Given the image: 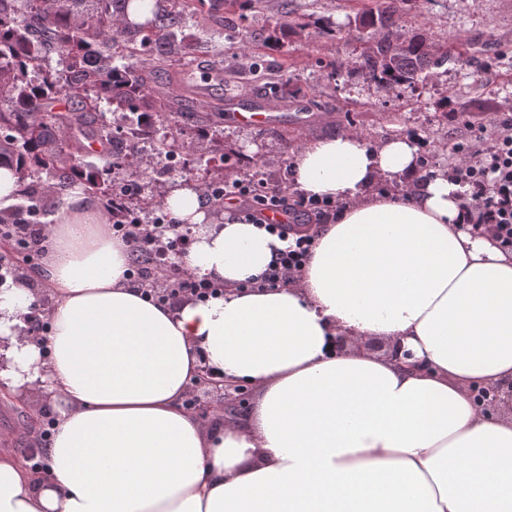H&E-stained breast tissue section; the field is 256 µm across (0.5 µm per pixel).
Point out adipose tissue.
<instances>
[{
	"label": "adipose tissue",
	"instance_id": "adipose-tissue-1",
	"mask_svg": "<svg viewBox=\"0 0 512 512\" xmlns=\"http://www.w3.org/2000/svg\"><path fill=\"white\" fill-rule=\"evenodd\" d=\"M318 225L285 288L245 291L282 243L199 186L162 196L193 243L180 264L224 285L159 304L130 285L129 248L73 189L54 215L40 283H0V381L40 387L55 433L31 469L0 454V512H512V251L465 229L463 189L420 175L414 138L348 131L294 154ZM47 335L32 331L37 313ZM398 341L425 361L337 349ZM251 387L250 409L209 423L183 406L191 379Z\"/></svg>",
	"mask_w": 512,
	"mask_h": 512
}]
</instances>
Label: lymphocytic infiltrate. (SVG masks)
I'll list each match as a JSON object with an SVG mask.
<instances>
[{
    "mask_svg": "<svg viewBox=\"0 0 512 512\" xmlns=\"http://www.w3.org/2000/svg\"><path fill=\"white\" fill-rule=\"evenodd\" d=\"M455 156L451 177L466 189L464 206L468 223L485 226L502 245L512 248V116L499 120L493 138H486L484 130L475 131L472 141L460 145ZM205 194L235 203L237 211L246 218L270 233L289 239V246L276 255L268 269L249 281V288L255 290L286 287L292 275L305 264L314 241L309 226L268 222L265 211H298L320 221L334 210L329 202L311 197L301 196L295 203H288L279 188L255 182L245 173L227 177L219 186L206 185ZM121 238L132 256L128 274L140 283L145 297L165 303L182 293L200 301L219 294L217 284L189 270L173 274L166 267L154 265L155 247L173 252L186 245L187 239L179 225L127 224Z\"/></svg>",
    "mask_w": 512,
    "mask_h": 512,
    "instance_id": "lymphocytic-infiltrate-1",
    "label": "lymphocytic infiltrate"
}]
</instances>
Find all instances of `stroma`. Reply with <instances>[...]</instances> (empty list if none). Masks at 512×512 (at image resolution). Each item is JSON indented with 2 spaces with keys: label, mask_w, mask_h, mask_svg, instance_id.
<instances>
[{
  "label": "stroma",
  "mask_w": 512,
  "mask_h": 512,
  "mask_svg": "<svg viewBox=\"0 0 512 512\" xmlns=\"http://www.w3.org/2000/svg\"><path fill=\"white\" fill-rule=\"evenodd\" d=\"M388 28L368 29L360 20L380 0H192L182 16L185 47L169 56L188 93L179 102V127L192 136L195 104L210 100L224 109V122L210 131L200 152L189 153L182 178L217 180L224 162L239 171L260 167L269 185L288 195L297 190L291 153L339 131L375 143L398 134L414 136L430 171L455 160L453 145L471 127L494 129L512 114V0H390ZM423 35L447 50L449 64L420 83L382 86L364 68L370 37ZM169 72L158 73L167 82ZM279 85L288 104L271 102ZM261 112L260 125L234 122L244 109ZM40 390L24 401L0 397V453L24 456L35 447Z\"/></svg>",
  "instance_id": "obj_1"
}]
</instances>
